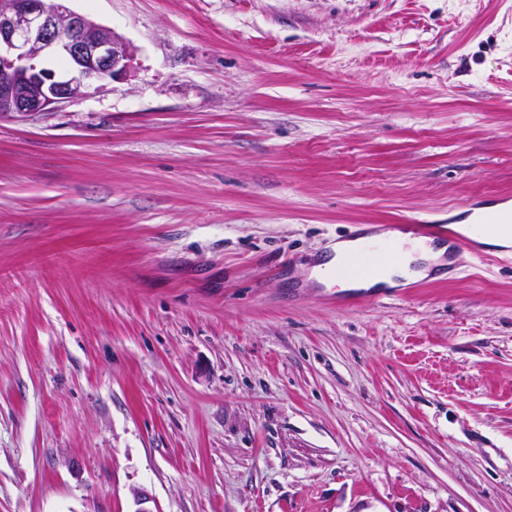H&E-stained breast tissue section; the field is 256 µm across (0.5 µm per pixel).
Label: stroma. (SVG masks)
<instances>
[{
  "label": "stroma",
  "mask_w": 512,
  "mask_h": 512,
  "mask_svg": "<svg viewBox=\"0 0 512 512\" xmlns=\"http://www.w3.org/2000/svg\"><path fill=\"white\" fill-rule=\"evenodd\" d=\"M66 4L135 72L0 117V512H512V254L312 276L512 200V0ZM416 224H356L350 232L349 239L336 242L334 256L330 261L322 262L313 268L312 276L320 283H325L331 277L328 269L342 255L335 266V271L350 280H364L372 275L374 268L371 257L376 246L367 242L362 248L351 251L357 247L354 240L382 238L387 240L390 233L401 232L409 234L411 238L419 241H429L446 246L444 261L441 265L442 274H454L460 266L459 258L465 255H475L480 261L492 260L495 256L490 252H501L500 249H489L479 242L473 233H463L457 230L455 224H431L430 221L419 220ZM352 240V241H349ZM485 250L490 251L489 253ZM351 251V252H349ZM348 252V253H347ZM346 253V254H345ZM445 248L435 249L433 246H419L412 243L409 248L402 252L403 260L400 264H390L388 261H380L376 274L367 281L342 282L336 280V285L341 288H372L398 284L400 279L423 278L428 276L433 266L442 263L441 257Z\"/></svg>",
  "instance_id": "1"
}]
</instances>
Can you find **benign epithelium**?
Listing matches in <instances>:
<instances>
[{
  "mask_svg": "<svg viewBox=\"0 0 512 512\" xmlns=\"http://www.w3.org/2000/svg\"><path fill=\"white\" fill-rule=\"evenodd\" d=\"M62 58L71 76L40 66ZM134 49L112 28L62 0H0V116L26 117L133 72Z\"/></svg>",
  "mask_w": 512,
  "mask_h": 512,
  "instance_id": "7a95c632",
  "label": "benign epithelium"
}]
</instances>
